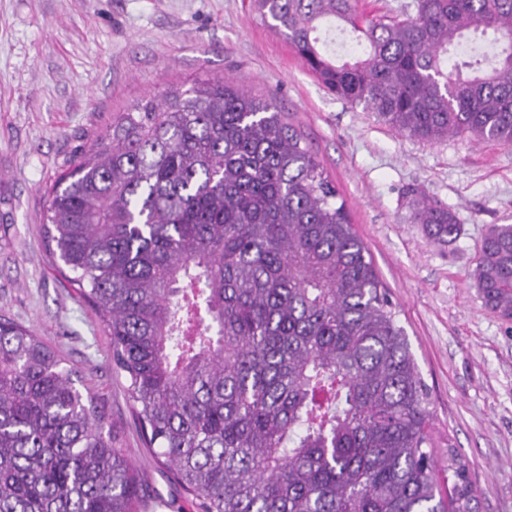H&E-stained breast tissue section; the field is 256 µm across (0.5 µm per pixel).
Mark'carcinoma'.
<instances>
[{
	"mask_svg": "<svg viewBox=\"0 0 512 512\" xmlns=\"http://www.w3.org/2000/svg\"><path fill=\"white\" fill-rule=\"evenodd\" d=\"M336 98L401 134L512 146V0H255ZM354 34L338 63L320 32ZM336 186L272 100L226 79L112 118L55 181L53 255L96 309L145 441L196 512H470L440 492L417 362ZM433 238L460 232L428 201ZM512 321V224L471 273ZM79 372L0 317V512H135V470Z\"/></svg>",
	"mask_w": 512,
	"mask_h": 512,
	"instance_id": "obj_1",
	"label": "carcinoma"
}]
</instances>
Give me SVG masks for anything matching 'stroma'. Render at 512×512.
Wrapping results in <instances>:
<instances>
[{"instance_id": "stroma-1", "label": "stroma", "mask_w": 512, "mask_h": 512, "mask_svg": "<svg viewBox=\"0 0 512 512\" xmlns=\"http://www.w3.org/2000/svg\"><path fill=\"white\" fill-rule=\"evenodd\" d=\"M229 78L274 100L335 182L408 336L434 412L440 470L467 464L471 512H512V322L467 273L490 225L512 224V148L422 142L326 92L252 0H0V317L57 347L105 412L146 512H194L145 447L98 313L44 242L56 176L113 116L164 87ZM451 208L431 238L416 203ZM416 218L420 224H426L429 235L439 241H452L460 232V224L455 213L438 204L423 201L417 210Z\"/></svg>"}]
</instances>
